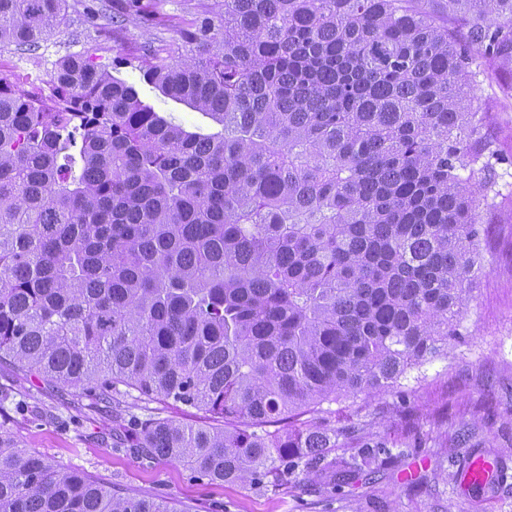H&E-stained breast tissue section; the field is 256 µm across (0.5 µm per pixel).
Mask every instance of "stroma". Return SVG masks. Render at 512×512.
I'll return each mask as SVG.
<instances>
[{
	"label": "stroma",
	"instance_id": "stroma-1",
	"mask_svg": "<svg viewBox=\"0 0 512 512\" xmlns=\"http://www.w3.org/2000/svg\"><path fill=\"white\" fill-rule=\"evenodd\" d=\"M116 0H70L67 24L33 52L0 53V82L45 99L55 96L56 62L80 54L135 84L143 101L190 130L215 131L202 113L162 96L145 82L135 49L175 44L174 28L140 22ZM119 27H112L111 17ZM483 79L470 94L494 102L486 126L509 161L495 168V209L480 241L481 269L473 283L459 336L446 354L409 370L398 388L336 406V418L357 437L381 441L392 460L336 485L332 474L292 477L287 489L258 492L239 483L212 482L180 464L115 447L113 436L130 418L207 423L181 404L126 397L121 406L89 402L51 385L9 360L0 362V403L24 447L57 465L86 472L118 493L175 504L181 512H512V100L497 97ZM490 477L473 482V461Z\"/></svg>",
	"mask_w": 512,
	"mask_h": 512
}]
</instances>
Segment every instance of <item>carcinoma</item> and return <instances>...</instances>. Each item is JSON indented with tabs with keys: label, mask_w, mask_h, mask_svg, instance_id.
<instances>
[{
	"label": "carcinoma",
	"mask_w": 512,
	"mask_h": 512,
	"mask_svg": "<svg viewBox=\"0 0 512 512\" xmlns=\"http://www.w3.org/2000/svg\"><path fill=\"white\" fill-rule=\"evenodd\" d=\"M67 2L0 0V51L37 48ZM426 2L215 0L169 20L178 56L134 59L215 133L81 55L55 64L51 106L0 84V359L220 419L130 436L211 481L276 491L392 457L306 415L396 388L460 335L499 162L468 89L512 73V0H445L478 64ZM0 512L177 510L0 422Z\"/></svg>",
	"instance_id": "obj_1"
}]
</instances>
